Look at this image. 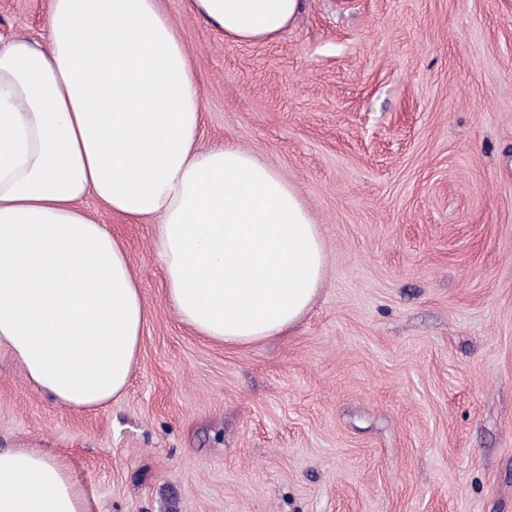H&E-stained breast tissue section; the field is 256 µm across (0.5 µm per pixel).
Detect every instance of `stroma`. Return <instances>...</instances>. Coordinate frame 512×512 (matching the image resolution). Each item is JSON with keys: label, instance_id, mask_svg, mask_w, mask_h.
I'll list each match as a JSON object with an SVG mask.
<instances>
[{"label": "stroma", "instance_id": "1", "mask_svg": "<svg viewBox=\"0 0 512 512\" xmlns=\"http://www.w3.org/2000/svg\"><path fill=\"white\" fill-rule=\"evenodd\" d=\"M200 144L248 150L321 234L323 287L264 342L196 335L155 228L121 238L150 312L125 392L71 410L0 352V448L65 461L91 512H512V0H303L238 44L159 0ZM49 0H0V39Z\"/></svg>", "mask_w": 512, "mask_h": 512}]
</instances>
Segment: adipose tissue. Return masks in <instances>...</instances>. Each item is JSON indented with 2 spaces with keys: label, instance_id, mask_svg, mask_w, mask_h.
<instances>
[{
  "label": "adipose tissue",
  "instance_id": "1",
  "mask_svg": "<svg viewBox=\"0 0 512 512\" xmlns=\"http://www.w3.org/2000/svg\"><path fill=\"white\" fill-rule=\"evenodd\" d=\"M226 39L285 32L301 0H190ZM201 96L158 0H50L38 40L0 44V351L62 407L125 390L149 311L120 238L84 209L157 226L166 297L197 335L293 326L325 275L297 191L253 153L198 146ZM0 512H90L62 460L0 448Z\"/></svg>",
  "mask_w": 512,
  "mask_h": 512
}]
</instances>
